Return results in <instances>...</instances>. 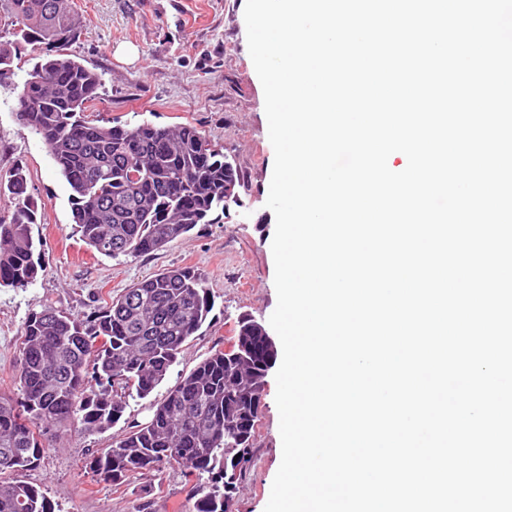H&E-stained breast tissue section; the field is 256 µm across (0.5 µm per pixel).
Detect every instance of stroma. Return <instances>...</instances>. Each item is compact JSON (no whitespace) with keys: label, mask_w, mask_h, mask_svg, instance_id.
I'll list each match as a JSON object with an SVG mask.
<instances>
[{"label":"stroma","mask_w":512,"mask_h":512,"mask_svg":"<svg viewBox=\"0 0 512 512\" xmlns=\"http://www.w3.org/2000/svg\"><path fill=\"white\" fill-rule=\"evenodd\" d=\"M84 26L66 52L98 71L102 98L89 118L132 125L190 123L222 146L241 169L243 207L217 224L196 225L187 238L152 255L109 258L91 251L73 231L71 190L43 143L18 124V91L0 82V175L22 168L37 210L32 227L42 243L45 271L25 289L0 288V392L15 393L21 327L32 312L51 306L87 316L103 300L163 269L188 265L201 274L212 310L151 399L130 401L104 430L76 429L54 439L24 478L41 489L54 512H134L149 495L155 512H188L190 485L166 468L114 486L92 480L82 465L110 447L130 424L147 423L150 400L160 399L234 337L239 315L268 324L277 305L272 239L275 215L267 207L274 165L264 92L249 55L245 0H75ZM274 374H267L251 466L235 493L236 512H264L280 466L282 443Z\"/></svg>","instance_id":"1"}]
</instances>
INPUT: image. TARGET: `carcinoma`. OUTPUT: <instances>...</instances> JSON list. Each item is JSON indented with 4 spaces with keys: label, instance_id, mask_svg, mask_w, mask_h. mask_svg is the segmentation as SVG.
Wrapping results in <instances>:
<instances>
[{
    "label": "carcinoma",
    "instance_id": "1",
    "mask_svg": "<svg viewBox=\"0 0 512 512\" xmlns=\"http://www.w3.org/2000/svg\"><path fill=\"white\" fill-rule=\"evenodd\" d=\"M0 15L15 22L0 39V81L17 75V45L58 49L27 73L15 119L39 137L66 180L74 231L90 249L112 258L146 256L226 210L243 175L199 128L105 126L85 116L100 99L102 78L64 53L81 29L74 0H0ZM25 190L19 168L0 180V194L15 201L11 221L0 220L4 287L27 288L44 271L32 236L37 212ZM211 310L203 279L185 266L135 283L84 318L50 307L29 314L15 373L19 397L0 392V512H54L21 473L37 466L54 434L104 429L121 419L129 398L148 397ZM235 343L239 355L212 353L151 404L149 422L91 452L84 469L120 485L178 467L192 483L190 512H225L224 466L253 455L265 377L277 359L265 327L250 317L237 321Z\"/></svg>",
    "mask_w": 512,
    "mask_h": 512
}]
</instances>
